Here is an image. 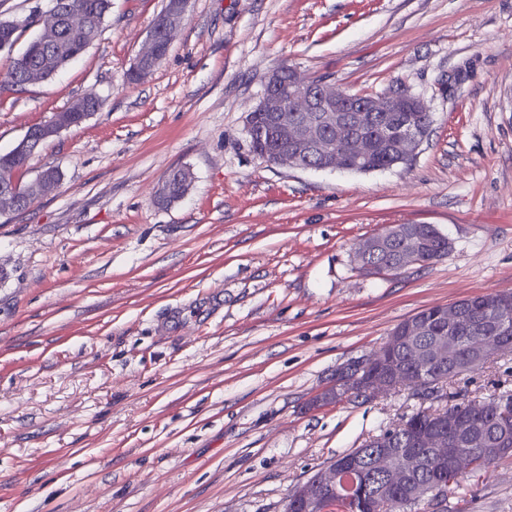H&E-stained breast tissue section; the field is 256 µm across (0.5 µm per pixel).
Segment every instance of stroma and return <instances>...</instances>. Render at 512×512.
<instances>
[{"label": "stroma", "instance_id": "35a3bbf8", "mask_svg": "<svg viewBox=\"0 0 512 512\" xmlns=\"http://www.w3.org/2000/svg\"><path fill=\"white\" fill-rule=\"evenodd\" d=\"M166 0H112L50 79L0 94V153L76 97L103 102L19 170L60 186L0 215V512H283L333 457L438 401L404 389L306 411L419 311L512 290V0H188L167 55L130 73ZM51 0H0L22 27ZM288 61L359 94L402 85L432 123L366 173L267 163L248 114ZM188 193L157 204L166 173ZM430 224L447 256L362 275L352 249ZM512 390V351L458 379ZM440 512H512V458Z\"/></svg>", "mask_w": 512, "mask_h": 512}]
</instances>
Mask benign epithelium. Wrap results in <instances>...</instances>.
I'll list each match as a JSON object with an SVG mask.
<instances>
[{
	"instance_id": "benign-epithelium-1",
	"label": "benign epithelium",
	"mask_w": 512,
	"mask_h": 512,
	"mask_svg": "<svg viewBox=\"0 0 512 512\" xmlns=\"http://www.w3.org/2000/svg\"><path fill=\"white\" fill-rule=\"evenodd\" d=\"M186 0H175L170 11L163 17L160 33L148 37L147 44L135 64V76L140 80L152 71L151 63L169 49L172 36L182 21ZM84 33L89 27V17L80 6H69L66 12L52 8L42 20L41 41L46 48H53L59 41L61 28ZM408 99L416 112L429 108L422 98L407 89L396 88L384 94L357 99L328 81L314 83L299 76L289 66L271 71L266 80L262 98L254 108L267 117V126L259 128L247 123L249 137L258 139L265 133L274 136L278 149L271 163L297 169L336 170L347 169L349 158L360 159L375 148L385 150L402 163L410 160L422 144L425 135L422 128L414 125L398 131L382 130L379 137L364 135L363 129L376 112H398L402 99ZM85 98L71 102L68 111L59 112L43 128H33L16 146V152L32 154L42 144L74 127L73 113L81 112ZM15 166L0 160V214L15 213L19 206L18 186L14 180ZM59 181L50 174H42L30 183L25 193L36 200L56 189ZM402 237L398 224L387 226L383 231L358 241L354 253L360 270L373 274L377 266L373 260L389 254L392 246ZM421 263L414 249L401 250L391 261L392 269L401 270ZM438 318L452 329L467 322V309L458 303L438 307ZM410 351L422 370L426 371L448 362V342L429 335V327L423 321L410 320L389 335L371 356L346 365L336 372L334 386L324 390L309 403L316 410L335 405L348 399L375 398L387 395L400 386H406L427 396L438 394L441 384L430 375L411 379L402 367L396 352ZM468 355L455 368L469 371L474 365L487 359L492 341L475 331L467 343ZM508 435L487 437L479 421L457 410L442 411L430 418L425 425L417 424L408 430L403 447L397 448L389 438L373 436V449L361 450L341 462L329 461L320 467L306 482L294 491L289 500L290 509L303 512H352L357 504L366 502L365 491L357 494L346 488V480L357 475L361 468L385 477V487L374 497H385L390 489L406 486L413 473L420 469L425 448L435 455L439 474H444L448 463V450L462 445H480V453L500 458L512 453L506 447Z\"/></svg>"
}]
</instances>
